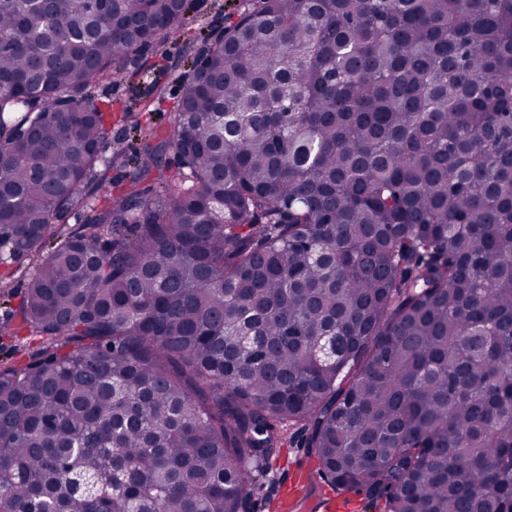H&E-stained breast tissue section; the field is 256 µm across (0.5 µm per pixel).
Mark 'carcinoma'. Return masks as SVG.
<instances>
[{
	"label": "carcinoma",
	"mask_w": 512,
	"mask_h": 512,
	"mask_svg": "<svg viewBox=\"0 0 512 512\" xmlns=\"http://www.w3.org/2000/svg\"><path fill=\"white\" fill-rule=\"evenodd\" d=\"M188 8L0 0V263L43 253L0 512H251L287 444L380 512H512V0H243L90 150ZM182 38L180 32L169 40L163 50L157 53L152 49L147 50L136 65L131 66L130 71H138L133 77L112 85L102 84L96 89V93L103 99H112V143L108 141L102 145L104 155L110 156L118 147L132 154L139 146V132L134 133L130 122L123 120L124 108L130 109L132 115L139 119L144 131L167 125L170 112L181 95L177 78L189 71L179 56ZM157 80L166 89L165 101L151 105V112H140L143 105L153 99V86Z\"/></svg>",
	"instance_id": "carcinoma-1"
}]
</instances>
